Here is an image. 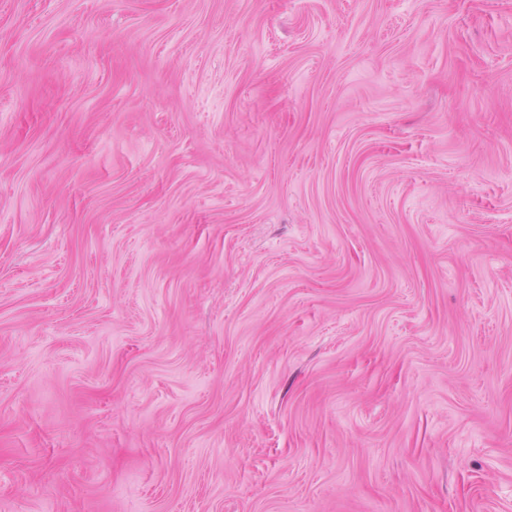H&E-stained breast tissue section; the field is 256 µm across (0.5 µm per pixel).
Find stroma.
<instances>
[{
  "mask_svg": "<svg viewBox=\"0 0 512 512\" xmlns=\"http://www.w3.org/2000/svg\"><path fill=\"white\" fill-rule=\"evenodd\" d=\"M0 512H512V0H0Z\"/></svg>",
  "mask_w": 512,
  "mask_h": 512,
  "instance_id": "1",
  "label": "stroma"
}]
</instances>
